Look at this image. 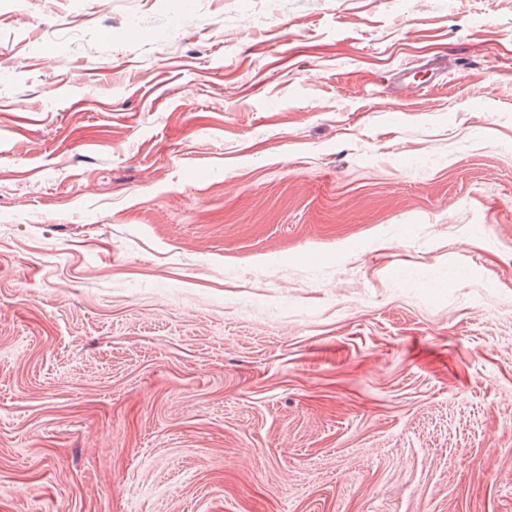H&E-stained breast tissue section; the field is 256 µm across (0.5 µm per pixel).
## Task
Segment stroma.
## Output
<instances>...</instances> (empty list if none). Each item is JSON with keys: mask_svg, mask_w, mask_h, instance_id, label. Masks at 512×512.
Wrapping results in <instances>:
<instances>
[{"mask_svg": "<svg viewBox=\"0 0 512 512\" xmlns=\"http://www.w3.org/2000/svg\"><path fill=\"white\" fill-rule=\"evenodd\" d=\"M0 512H512V0H0Z\"/></svg>", "mask_w": 512, "mask_h": 512, "instance_id": "1", "label": "stroma"}]
</instances>
